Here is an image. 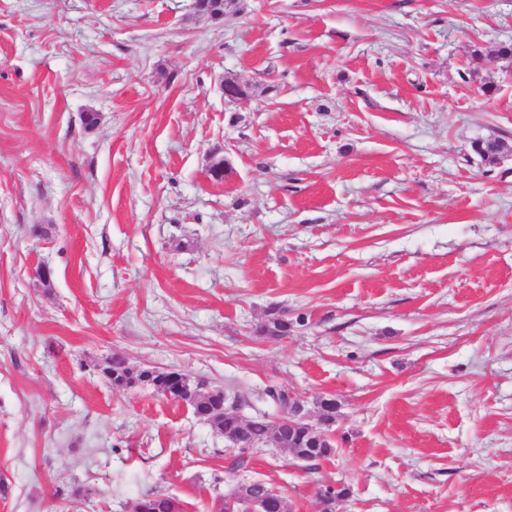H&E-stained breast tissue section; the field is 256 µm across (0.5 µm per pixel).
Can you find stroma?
Masks as SVG:
<instances>
[{"mask_svg":"<svg viewBox=\"0 0 512 512\" xmlns=\"http://www.w3.org/2000/svg\"><path fill=\"white\" fill-rule=\"evenodd\" d=\"M504 44L512 0H0V512H217L248 480L290 512H512ZM115 352L247 418L271 385L335 400L336 453L227 472L189 406L95 372ZM238 0H196L195 8L213 19L238 11ZM267 318L257 329L260 336L266 338H282L288 336V333L293 327L292 322H288V318L270 313ZM139 501L143 505V512H182L183 508L176 498L159 493L144 495Z\"/></svg>","mask_w":512,"mask_h":512,"instance_id":"35a3bbf8","label":"stroma"}]
</instances>
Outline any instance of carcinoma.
Segmentation results:
<instances>
[{"mask_svg":"<svg viewBox=\"0 0 512 512\" xmlns=\"http://www.w3.org/2000/svg\"><path fill=\"white\" fill-rule=\"evenodd\" d=\"M195 8L213 19H221L226 14L238 11V0H196ZM249 90L250 84L245 81L240 83L234 77L224 79V94L229 98L238 100L247 96ZM292 327L293 323L289 322L288 318L272 313L258 327L257 333L266 338H282L288 335ZM102 374L117 387L122 384L140 383L152 386L157 392L160 391L167 376L165 371L137 367L121 353L112 354ZM263 396L278 410V419H284L285 414L288 413V389L281 386H268L264 389ZM227 399V392L216 388L198 393L189 405L198 417L208 422L215 431L223 434L227 441L242 444V447L235 449V453L231 455L228 470L238 471L247 467L250 462V452L264 448L273 441L310 448L317 460L332 453L330 448L317 446L313 434L304 428L299 427L289 431L283 429L265 412L259 411L251 418L244 419L238 412L242 400L237 394L233 395L235 409L221 414L216 413V409L224 405ZM234 497L236 507L248 499L265 498L270 501V512H288L286 501L272 493L267 483L262 480H253L239 485ZM140 503L143 505L144 512H181L182 509V504L176 498L159 493L142 496Z\"/></svg>","mask_w":512,"mask_h":512,"instance_id":"1","label":"carcinoma"}]
</instances>
